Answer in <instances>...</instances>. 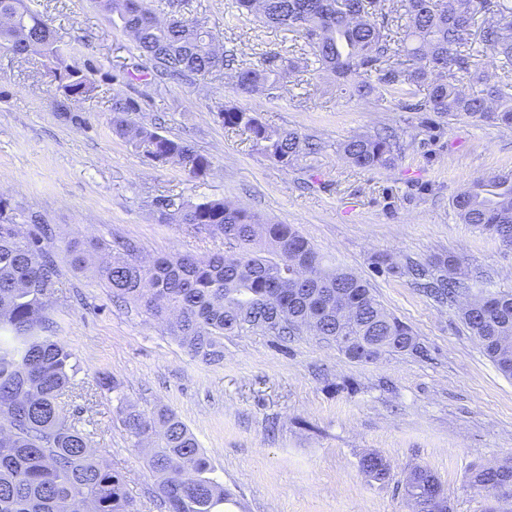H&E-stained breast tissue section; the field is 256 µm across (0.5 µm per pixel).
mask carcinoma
<instances>
[{
    "label": "carcinoma",
    "instance_id": "1",
    "mask_svg": "<svg viewBox=\"0 0 512 512\" xmlns=\"http://www.w3.org/2000/svg\"><path fill=\"white\" fill-rule=\"evenodd\" d=\"M130 32L148 69L159 78L233 73L238 90L263 95L291 59L263 54L249 65L219 51L210 31L192 17L159 16L145 0H99ZM239 16L271 28L303 33L311 41L313 71L342 80L353 97H399L413 112H434L450 121H492L512 128V83L492 81L472 69L470 47L476 24L475 0H402L401 35L376 19V0H236ZM479 38L483 52L512 72V0H500L485 13ZM0 48L41 54L61 91L57 111L78 120L71 105L91 98L88 75L65 64L52 25L24 0H0ZM479 85L472 92L461 77ZM140 111L131 97L112 98V131L136 152L161 164L179 162L192 180L208 177L213 162L189 143L138 124ZM224 126L246 132L253 147L288 168L315 153L317 145L295 129L262 123L255 111L233 104L218 107ZM403 145L382 132L350 137L343 158L361 169L391 168ZM464 224L499 242H512V172L476 181L452 198ZM155 207L165 224L185 226L194 234L224 238V252L207 257L161 256L146 262L130 242L97 269L115 296L133 301L193 358L205 363L224 359V333L259 330L292 336L313 327L326 339L351 337L344 354L362 361L361 350L376 356L422 355L425 347L412 329L389 314L372 294L369 282L329 267L324 257L291 224H271L249 209L219 198L197 201L161 198ZM31 225L27 234L16 225ZM52 229L36 215L16 213L0 200V512H138L128 495L126 476L96 461L81 430L62 414L59 397L74 387V353L57 336L47 335L49 298L58 288V265L47 248ZM69 245L71 262L84 267L88 248ZM355 311L345 322L336 317V292ZM440 300L466 299L462 319L487 356L505 377H512V294L471 293L465 281L443 277L434 287ZM99 385L116 395V412L132 437L150 445L148 466L156 477V494L164 512H224V485L211 477L209 458L172 411L147 415L123 393L117 379ZM361 473L380 481L389 464L369 452ZM433 475L423 469L405 478L404 494L413 512L424 502L420 491ZM469 485L497 499L512 498V463L478 469Z\"/></svg>",
    "mask_w": 512,
    "mask_h": 512
}]
</instances>
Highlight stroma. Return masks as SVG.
<instances>
[{
  "label": "stroma",
  "mask_w": 512,
  "mask_h": 512,
  "mask_svg": "<svg viewBox=\"0 0 512 512\" xmlns=\"http://www.w3.org/2000/svg\"><path fill=\"white\" fill-rule=\"evenodd\" d=\"M25 2L52 19L67 63L86 72L96 91L74 104L78 122L65 120L40 57L0 48V198L54 229L48 248L60 289L48 316L75 354L80 385L64 398V414L104 465L125 472L140 512H160L156 480L112 393L99 385L105 376L121 381L141 411L176 412L230 495L225 512H409L402 482L416 467L440 480L452 512H484L488 500L468 477L512 459V380L484 354L458 305L437 303L402 268L452 255L472 290L512 293V248L461 223L451 206L472 182L512 170V129L449 124L405 111L394 98L359 100L311 71L285 75L258 98L237 92L226 70L148 84L135 45L96 0ZM183 2L185 16L247 63L264 53L290 56L305 42L239 18L235 0ZM116 94L139 101L135 122L208 155L211 174L189 180L181 165H154L114 135ZM225 102L298 130L319 153L282 168L246 133L224 127L216 112ZM381 129L403 141L394 168L359 169L343 159L344 140ZM162 195L222 198L294 225L328 265L367 279L426 355L360 363L306 331L285 339L241 332L225 335L222 362L193 359L138 304L113 298L93 272L74 270L67 253L73 241L105 250L129 241L146 261L223 249L222 238L160 223L154 200ZM380 255L398 272L376 264ZM368 452L388 462V479L360 472Z\"/></svg>",
  "instance_id": "35a3bbf8"
}]
</instances>
